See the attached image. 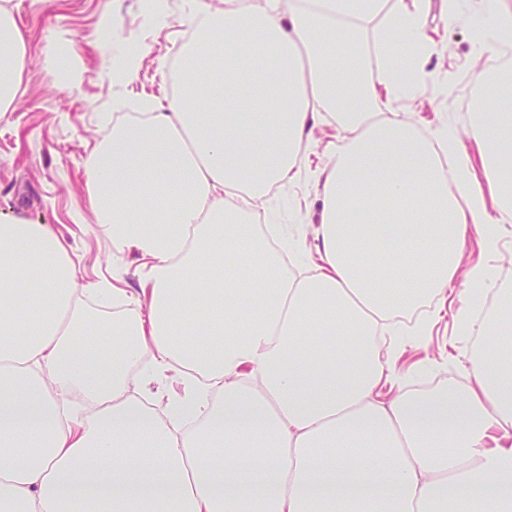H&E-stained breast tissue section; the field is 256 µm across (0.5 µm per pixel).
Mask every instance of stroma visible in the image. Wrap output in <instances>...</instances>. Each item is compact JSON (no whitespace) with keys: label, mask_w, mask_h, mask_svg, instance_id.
Wrapping results in <instances>:
<instances>
[{"label":"stroma","mask_w":512,"mask_h":512,"mask_svg":"<svg viewBox=\"0 0 512 512\" xmlns=\"http://www.w3.org/2000/svg\"><path fill=\"white\" fill-rule=\"evenodd\" d=\"M167 2L168 17L158 23L143 12L141 0H0L31 47L16 101L10 111L0 112V216L51 225L69 245L78 275L87 283L122 269L127 286L137 285L134 254L117 253L110 235L93 222L85 161L113 125L129 122L133 111L174 98V65L197 37L196 0ZM478 12L479 0H463L452 16L443 14L437 2L432 6L427 30L446 50L429 63L419 91L395 103L422 135L441 123L457 127L469 118L480 70L493 63L475 39ZM55 38L72 45L74 80L68 86L54 82L44 54ZM133 43L142 49L137 73L128 82L114 83L105 63ZM336 144V119L329 115L313 131L301 161L303 174L270 198L269 223L298 225L305 242H312L322 202L310 173L323 167ZM489 259L478 234L469 233L453 283L456 301L473 294L465 268ZM456 301L398 360L396 371L409 393H418L422 380L451 393L466 384L473 340L454 323Z\"/></svg>","instance_id":"1"}]
</instances>
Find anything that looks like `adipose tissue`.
Masks as SVG:
<instances>
[{
	"label": "adipose tissue",
	"mask_w": 512,
	"mask_h": 512,
	"mask_svg": "<svg viewBox=\"0 0 512 512\" xmlns=\"http://www.w3.org/2000/svg\"><path fill=\"white\" fill-rule=\"evenodd\" d=\"M430 2L200 0L182 95L86 161L97 226L142 262L137 293L119 273L83 284L49 225L0 220V512H512L511 289L502 318L463 305L494 341L455 398L382 393L428 329L399 335L396 316L446 295L469 231L494 251L512 222V76L460 134L370 118L422 85ZM377 17L373 68L355 44ZM477 28L503 46L512 0H482ZM28 52L0 8V112ZM327 113L341 146L318 176L321 263L288 279L250 225L222 235L224 194L259 204L297 179ZM93 331L111 352L80 348ZM170 370L183 393L156 403L144 387Z\"/></svg>",
	"instance_id": "obj_1"
}]
</instances>
